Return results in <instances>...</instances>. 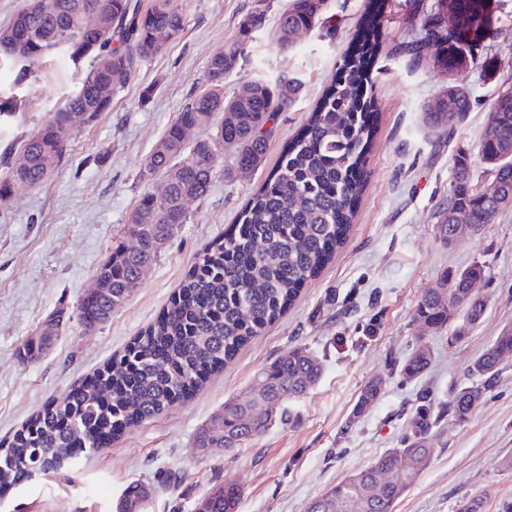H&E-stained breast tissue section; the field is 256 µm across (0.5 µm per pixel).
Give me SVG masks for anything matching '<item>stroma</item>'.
Wrapping results in <instances>:
<instances>
[{"label": "stroma", "instance_id": "35a3bbf8", "mask_svg": "<svg viewBox=\"0 0 512 512\" xmlns=\"http://www.w3.org/2000/svg\"><path fill=\"white\" fill-rule=\"evenodd\" d=\"M288 2L171 0L186 18L184 32L143 65L113 99L111 112L80 130L47 181L0 203V441L122 353L161 315L198 253L235 224L284 144L334 84L366 0H325L322 25L283 51L274 32ZM493 8V65L466 73L470 112L452 132L434 136L421 123V109L447 87L448 75L401 54L418 37L421 17L409 0H386L372 91L376 132L355 221L331 261L302 285L284 316L191 399L128 429L110 448L81 458L72 472L42 474L0 493V512H116L132 483L151 489L147 512H194L204 495L227 481L242 491L238 512H307L340 479L386 449L402 447L413 412L426 399L435 419L434 451L395 512H456L471 496L483 499L484 512H499L500 503L512 499V358L502 361L467 423L447 411L454 389L476 384L470 365L512 325V208L449 245L434 231L459 153L470 157L474 187L489 182L478 145L493 102L512 86V0H493ZM255 14L262 15L263 27L245 31ZM238 39L245 40L246 53L225 76V95L244 80L287 72L302 82L297 101L279 114L262 166L229 182L216 175L208 194L189 204L188 224L167 242L130 300L107 322L85 329L76 306L123 237L146 187V157L189 99L208 91L211 56ZM73 72L62 54L50 56L23 86L14 84L12 73L0 72V93L27 101L23 112L0 122V175L7 171L5 156L18 152L24 136L75 90ZM148 87L153 93L147 97ZM475 263L486 267L485 279L474 286L486 303L477 325L457 318L431 330L414 321L420 298L439 287L444 274ZM60 309L68 318L50 348L21 363L18 348ZM421 342L431 349L432 362L423 376L404 379L399 366ZM297 345L319 357L323 373L289 402L288 423L231 453L196 448L198 428L226 400L247 398L255 374ZM375 379L383 382L380 398L355 414L361 390Z\"/></svg>", "mask_w": 512, "mask_h": 512}]
</instances>
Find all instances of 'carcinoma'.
I'll list each match as a JSON object with an SVG mask.
<instances>
[{
  "mask_svg": "<svg viewBox=\"0 0 512 512\" xmlns=\"http://www.w3.org/2000/svg\"><path fill=\"white\" fill-rule=\"evenodd\" d=\"M324 0H290L279 19L276 43L295 46L298 36L317 27ZM422 11L419 37L402 52L418 59L429 47L438 49L435 63L454 77L477 65V47L496 37L492 0H435ZM385 0H368L363 22L339 66L337 81L310 113L299 134L283 147L281 158L242 209L238 223L212 240L198 254L156 321L142 330L123 353L84 377L64 399L47 403L0 448V490L15 488L32 476L55 473L112 445L127 429L149 421L189 397L211 374L224 367L250 339L260 335L295 301L303 283L315 276L345 239L361 193V171L374 132L371 106L373 71L383 33L379 16ZM185 16L170 0H154L141 10L140 0H28L0 27V68L21 84L52 54H64L74 66L90 61L75 92L47 114L27 135L0 179V203L19 188L39 187L66 156L72 136L83 125L112 110L113 97L138 76L142 65L163 52L185 29ZM241 41L212 55L210 90L191 100L170 123L146 158L148 182L125 225L136 240L112 247L95 274L105 284L88 289L77 306L86 329L107 321L126 304L144 271L162 246L188 222V203L204 197L219 172L220 150L236 147L224 179L250 174L264 162L278 114L296 101L300 81L280 75L274 81L244 82L224 96V75L244 55ZM467 88L451 83L421 110L431 135H443L462 123L470 111ZM479 155L491 181L478 191L470 182L469 158H456L454 183L437 213L436 235L446 244L472 235L512 204V88L496 98L480 139ZM473 264L444 276L441 287L418 302L414 319L430 329L463 314L477 323L484 301L472 292L483 277ZM65 317L55 312L44 321L41 337L19 349L27 362L57 333ZM512 357V327L471 366L486 382L495 379L503 359ZM430 348L421 343L401 365L413 379L431 363ZM322 373L320 359L303 345L289 349L263 368L247 401L227 400L213 423L198 431L196 447L232 450L288 421L286 404L304 395ZM382 381L363 389L354 415L379 397ZM480 387L452 393L448 411L459 424L467 422L480 403ZM431 407H416L409 425L413 440L389 448L373 463L345 476L316 498L308 512H393L414 477L432 455ZM239 488L224 483L201 500L195 512H236ZM147 492L132 487L121 512H144Z\"/></svg>",
  "mask_w": 512,
  "mask_h": 512,
  "instance_id": "1",
  "label": "carcinoma"
}]
</instances>
